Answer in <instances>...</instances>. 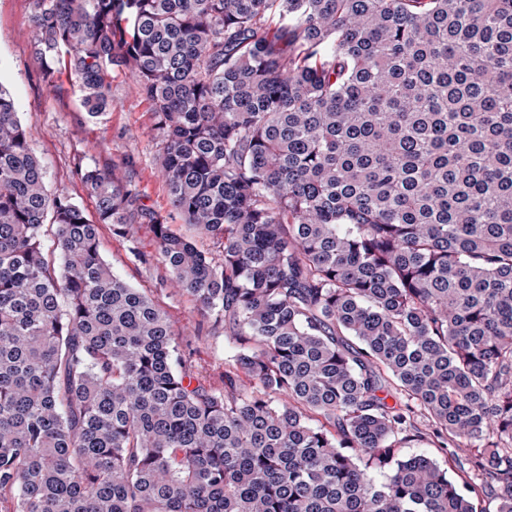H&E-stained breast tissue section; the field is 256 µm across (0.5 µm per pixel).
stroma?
<instances>
[{
  "instance_id": "obj_1",
  "label": "stroma",
  "mask_w": 512,
  "mask_h": 512,
  "mask_svg": "<svg viewBox=\"0 0 512 512\" xmlns=\"http://www.w3.org/2000/svg\"><path fill=\"white\" fill-rule=\"evenodd\" d=\"M32 12V0H0V84L16 103L46 170L49 188L67 194L92 219L96 201L87 195L78 171L87 165L116 166L148 209L172 230L185 232L155 166L152 109L135 79L129 72L113 71L112 106L99 119H89L76 81L64 74L52 81L46 78L34 54L37 34ZM99 238L101 252L113 271L134 287L153 289L180 331L192 365L211 387L223 388L224 360L235 352L223 329L203 318L188 296L160 288L159 271L136 261L128 242L113 236L109 226H100Z\"/></svg>"
}]
</instances>
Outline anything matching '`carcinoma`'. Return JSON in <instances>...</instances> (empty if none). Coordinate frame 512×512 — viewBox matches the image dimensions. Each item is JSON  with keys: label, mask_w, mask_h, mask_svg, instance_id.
<instances>
[{"label": "carcinoma", "mask_w": 512, "mask_h": 512, "mask_svg": "<svg viewBox=\"0 0 512 512\" xmlns=\"http://www.w3.org/2000/svg\"><path fill=\"white\" fill-rule=\"evenodd\" d=\"M88 116L150 102L194 232L48 189L0 84V512H512V0H33ZM239 352L193 369L99 225ZM54 237L51 257L43 227ZM209 241L202 249L198 240ZM451 448L458 479L424 454ZM99 238L102 255L117 275L136 288H161L159 278L163 274L162 269L149 270L136 261L130 253L129 242L112 236L107 225L99 227Z\"/></svg>", "instance_id": "obj_1"}]
</instances>
